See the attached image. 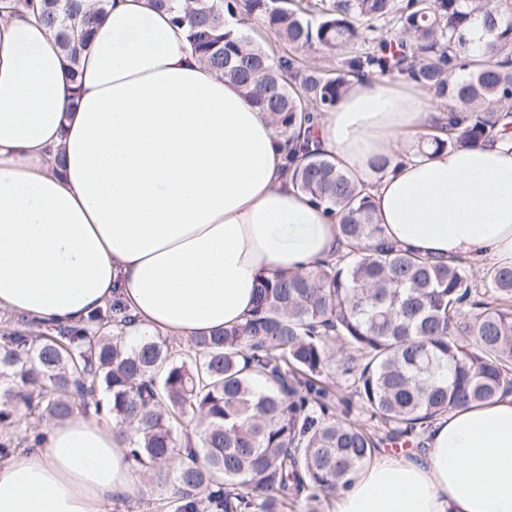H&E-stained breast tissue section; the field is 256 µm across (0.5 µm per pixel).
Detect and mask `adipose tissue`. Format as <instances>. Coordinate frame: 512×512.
<instances>
[{
  "label": "adipose tissue",
  "instance_id": "1",
  "mask_svg": "<svg viewBox=\"0 0 512 512\" xmlns=\"http://www.w3.org/2000/svg\"><path fill=\"white\" fill-rule=\"evenodd\" d=\"M442 118L421 90L353 82L318 117L321 148L372 185L390 242L512 268V141L421 155ZM276 127L194 56L147 0H112L76 79L54 35L0 19V313L74 324L120 299L128 337H194L251 313L261 274L336 255L338 226L289 182ZM427 455L383 454L332 512H512V395L449 410ZM134 474L113 424L50 423L0 462V512H100Z\"/></svg>",
  "mask_w": 512,
  "mask_h": 512
}]
</instances>
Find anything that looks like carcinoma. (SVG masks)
<instances>
[{"mask_svg": "<svg viewBox=\"0 0 512 512\" xmlns=\"http://www.w3.org/2000/svg\"><path fill=\"white\" fill-rule=\"evenodd\" d=\"M186 29L199 60L270 115L291 184L338 219L342 250L303 273L261 275L244 323L193 338L129 339L117 299L88 320L23 319L0 333V459L35 448L18 419L85 409L112 419L128 459L159 491V512H318L371 460L378 442L338 411L355 404L390 440L420 442L448 410L512 393V269L481 279L384 241L369 187L315 145L317 113L354 80L390 75L454 103L422 139L463 149L512 136V7L503 0H149ZM110 0H0L56 32L78 74ZM488 40L467 38L474 18ZM295 50L343 57L331 73L251 39L250 25ZM336 369V392L322 376Z\"/></svg>", "mask_w": 512, "mask_h": 512, "instance_id": "cac0c4a2", "label": "carcinoma"}]
</instances>
